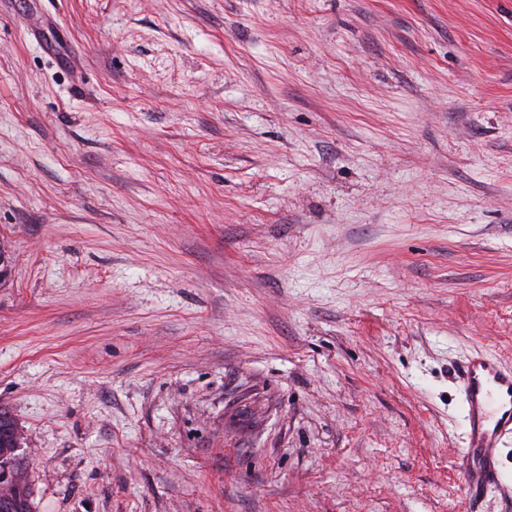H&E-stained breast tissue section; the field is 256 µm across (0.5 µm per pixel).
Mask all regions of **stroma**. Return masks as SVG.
Returning <instances> with one entry per match:
<instances>
[{
  "label": "stroma",
  "mask_w": 512,
  "mask_h": 512,
  "mask_svg": "<svg viewBox=\"0 0 512 512\" xmlns=\"http://www.w3.org/2000/svg\"><path fill=\"white\" fill-rule=\"evenodd\" d=\"M0 253L35 512H512V0H0ZM464 400L463 449L456 464L457 478L472 504L501 482V439L512 434V367L477 353L459 374Z\"/></svg>",
  "instance_id": "35a3bbf8"
}]
</instances>
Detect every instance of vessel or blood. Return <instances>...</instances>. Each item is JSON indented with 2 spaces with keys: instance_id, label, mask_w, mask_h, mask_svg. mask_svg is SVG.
Returning a JSON list of instances; mask_svg holds the SVG:
<instances>
[{
  "instance_id": "b4317fda",
  "label": "vessel or blood",
  "mask_w": 512,
  "mask_h": 512,
  "mask_svg": "<svg viewBox=\"0 0 512 512\" xmlns=\"http://www.w3.org/2000/svg\"><path fill=\"white\" fill-rule=\"evenodd\" d=\"M459 378L466 446L456 473L475 504L501 481L499 444L503 436L512 434V367L479 353L462 365Z\"/></svg>"
}]
</instances>
